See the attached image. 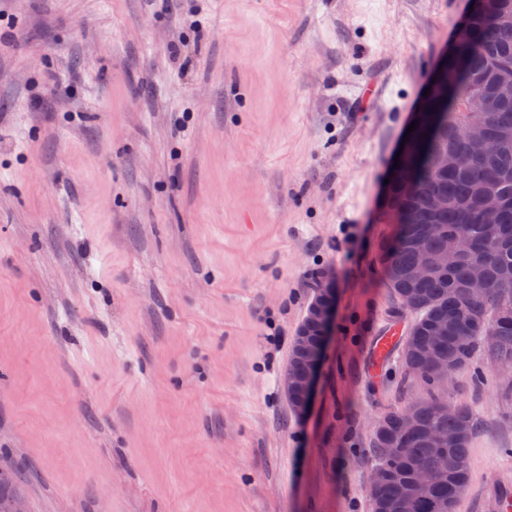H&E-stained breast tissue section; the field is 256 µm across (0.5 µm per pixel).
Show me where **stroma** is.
Returning a JSON list of instances; mask_svg holds the SVG:
<instances>
[{"mask_svg": "<svg viewBox=\"0 0 512 512\" xmlns=\"http://www.w3.org/2000/svg\"><path fill=\"white\" fill-rule=\"evenodd\" d=\"M469 0H0V467L27 512H371L372 426L475 414L506 512L512 378L409 375L384 181ZM335 304L306 414L281 388ZM333 314V307L326 306L324 303V300L322 298H319L316 296L309 304L307 308L306 316L299 326L297 330V334L294 337L295 340V347L297 349V353L299 356L302 357H315L314 366L316 369H318L321 359H322V352H323V346L326 338V332L328 335L327 327L329 330L331 318ZM319 322L324 327V335H323V341H322V347L316 355H313V353L310 351L308 347V329L307 326L312 323ZM317 325L312 329V336L314 342H318L321 338V331L322 326Z\"/></svg>", "mask_w": 512, "mask_h": 512, "instance_id": "1", "label": "stroma"}]
</instances>
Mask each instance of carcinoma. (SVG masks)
Segmentation results:
<instances>
[{
    "mask_svg": "<svg viewBox=\"0 0 512 512\" xmlns=\"http://www.w3.org/2000/svg\"><path fill=\"white\" fill-rule=\"evenodd\" d=\"M451 81L448 91L435 95L419 117V131L399 158L397 181L384 212L396 224L394 237L381 249L380 260L392 294L416 313L402 348L405 368L426 381L443 382L468 363L478 341L494 336L496 356L512 363V97L497 98V89L512 86V0H493L491 8L476 7L448 53ZM478 95L494 99L487 112H470L467 105ZM479 122L497 141L484 158L464 156V132ZM448 153V171L436 161ZM433 193L448 198L443 211L431 208ZM497 195L503 202L501 224L479 223L478 202ZM418 207L423 219L407 223V213ZM461 242L458 260L425 281L410 276L426 253L446 249L448 236ZM483 266L484 294L467 295L471 266ZM448 364V375L436 377L424 369L427 350ZM418 424L408 432L404 409L379 418L373 432L376 464L388 469L386 478L367 491L372 512H401L398 500L410 495L408 512H456L469 482L468 448L473 433L471 410L434 398L408 404ZM419 469H434L438 479L426 495L414 488ZM13 475L0 473V512H10L18 492Z\"/></svg>",
    "mask_w": 512,
    "mask_h": 512,
    "instance_id": "cac0c4a2",
    "label": "carcinoma"
}]
</instances>
